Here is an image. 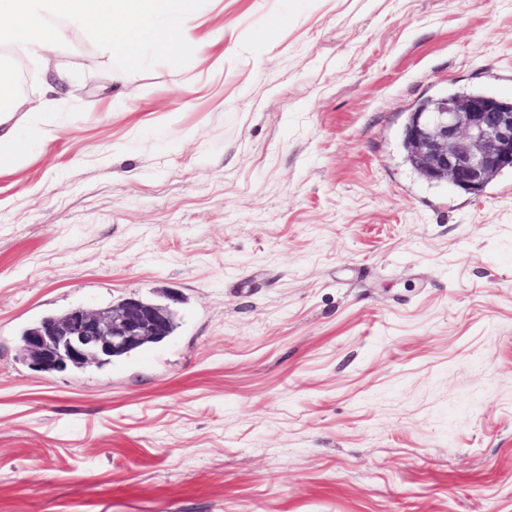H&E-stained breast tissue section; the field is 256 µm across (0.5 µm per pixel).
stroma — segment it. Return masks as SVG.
Returning a JSON list of instances; mask_svg holds the SVG:
<instances>
[{
	"instance_id": "1",
	"label": "stroma",
	"mask_w": 512,
	"mask_h": 512,
	"mask_svg": "<svg viewBox=\"0 0 512 512\" xmlns=\"http://www.w3.org/2000/svg\"><path fill=\"white\" fill-rule=\"evenodd\" d=\"M223 30L224 39L207 36ZM0 170V512H512V172L404 158L421 100L512 98V0H205ZM160 344L34 370L75 305ZM175 315L169 304L136 297L104 308L74 306L29 328L22 348L30 365L43 373L69 364L100 366L114 356L164 341Z\"/></svg>"
}]
</instances>
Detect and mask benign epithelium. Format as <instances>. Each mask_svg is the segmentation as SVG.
<instances>
[{
    "instance_id": "benign-epithelium-1",
    "label": "benign epithelium",
    "mask_w": 512,
    "mask_h": 512,
    "mask_svg": "<svg viewBox=\"0 0 512 512\" xmlns=\"http://www.w3.org/2000/svg\"><path fill=\"white\" fill-rule=\"evenodd\" d=\"M402 144L405 159L426 182L477 195L512 168V104L480 92L432 98L411 113ZM175 315L169 304L136 297L104 308L74 306L29 328L22 348L43 373L100 365L164 341Z\"/></svg>"
}]
</instances>
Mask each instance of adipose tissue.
Listing matches in <instances>:
<instances>
[{
    "label": "adipose tissue",
    "mask_w": 512,
    "mask_h": 512,
    "mask_svg": "<svg viewBox=\"0 0 512 512\" xmlns=\"http://www.w3.org/2000/svg\"><path fill=\"white\" fill-rule=\"evenodd\" d=\"M202 0H0V46L25 53L50 55L67 44L74 28L88 30L81 47L87 55L117 53L120 80L126 66L142 62V46L166 56L187 46ZM39 106L0 79V125L11 115L35 112ZM23 154L20 139L9 130L0 134V169L17 165Z\"/></svg>",
    "instance_id": "obj_1"
}]
</instances>
